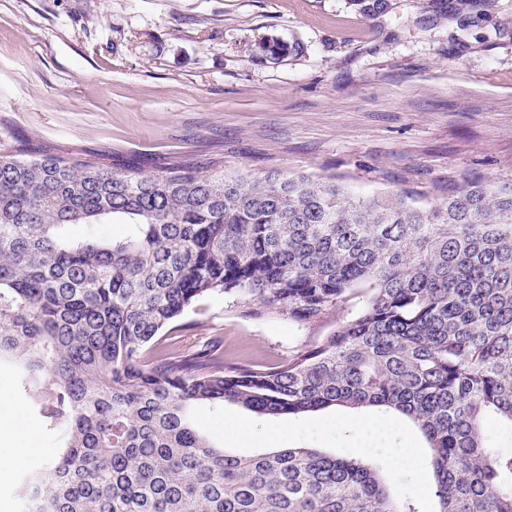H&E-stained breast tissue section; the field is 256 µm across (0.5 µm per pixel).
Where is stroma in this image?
<instances>
[{"instance_id":"35a3bbf8","label":"stroma","mask_w":512,"mask_h":512,"mask_svg":"<svg viewBox=\"0 0 512 512\" xmlns=\"http://www.w3.org/2000/svg\"><path fill=\"white\" fill-rule=\"evenodd\" d=\"M388 4L367 17L353 0H0V151L33 140L57 155L115 152L149 167L220 154L228 176H332L357 195L426 186L451 169L512 175V0L484 13L459 0ZM263 36L306 50L260 61L250 45ZM358 309L299 324L212 295L186 311L177 346L219 336L225 358L265 369ZM0 397L31 432L0 459V512H18L23 470L53 459L59 442L5 369ZM343 413L271 417L237 435L230 419L249 412L228 404L197 411L195 424L240 456L314 448L362 459L363 431L335 434ZM393 426L403 461L382 471L394 495L430 512L426 442L405 417Z\"/></svg>"}]
</instances>
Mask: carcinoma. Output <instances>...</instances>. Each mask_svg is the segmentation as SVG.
I'll list each match as a JSON object with an SVG mask.
<instances>
[{
    "label": "carcinoma",
    "instance_id": "1",
    "mask_svg": "<svg viewBox=\"0 0 512 512\" xmlns=\"http://www.w3.org/2000/svg\"><path fill=\"white\" fill-rule=\"evenodd\" d=\"M252 57L304 52L261 37ZM223 161L0 153V367L61 451L21 512H419L383 473L311 448L235 456L197 407L269 416L385 406L426 439L433 512H512V178L448 174L356 198L334 179L224 176ZM120 219L126 232L102 237ZM315 322L351 319L279 366L167 333L213 294Z\"/></svg>",
    "mask_w": 512,
    "mask_h": 512
}]
</instances>
